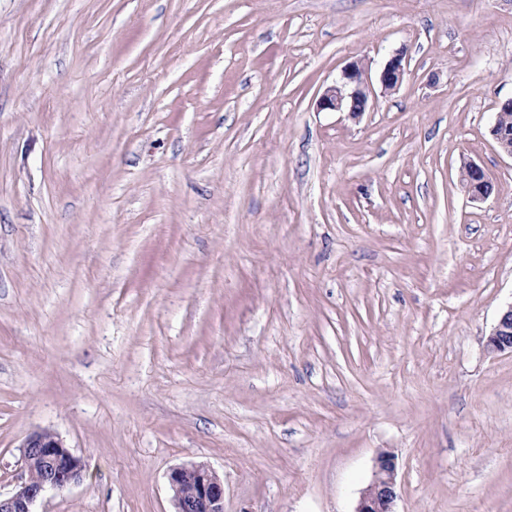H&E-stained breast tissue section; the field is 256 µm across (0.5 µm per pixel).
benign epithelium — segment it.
Listing matches in <instances>:
<instances>
[{
  "label": "benign epithelium",
  "instance_id": "1",
  "mask_svg": "<svg viewBox=\"0 0 512 512\" xmlns=\"http://www.w3.org/2000/svg\"><path fill=\"white\" fill-rule=\"evenodd\" d=\"M406 73L404 56L398 52L384 65L379 81L389 93L403 82ZM370 94L366 70L353 61L342 71L340 79L325 88L317 100L321 111L346 112L356 119L365 111ZM490 134L500 151L512 157V133L494 120ZM463 187L473 199L490 194V183L474 162L464 160ZM492 352H512V304L504 308L487 338ZM22 482L8 496L0 495V512H34L36 502L49 491H62L77 484L84 475V463L64 444L57 433L41 429L29 435L20 446ZM175 512H224V481L204 463L173 468L168 475ZM397 497L395 458L388 452L375 460L372 482L360 497L355 512H393Z\"/></svg>",
  "mask_w": 512,
  "mask_h": 512
}]
</instances>
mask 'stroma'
I'll return each mask as SVG.
<instances>
[{
  "label": "stroma",
  "instance_id": "35a3bbf8",
  "mask_svg": "<svg viewBox=\"0 0 512 512\" xmlns=\"http://www.w3.org/2000/svg\"><path fill=\"white\" fill-rule=\"evenodd\" d=\"M509 98L512 0H0V493L48 428L36 512H512ZM406 73L403 53H396L384 65L379 81L384 92L395 91L403 82ZM370 94L366 70L361 62H350L342 71L340 79L325 88L317 100L321 111L347 112L356 119L365 111ZM461 167L465 172V179L462 181L472 199H485L490 194V183L486 179L483 170L473 161H462ZM487 349L492 352L512 353V303L504 308L487 338ZM19 448L24 477L10 495L0 493V512H36V502L47 492L65 490L83 478V461L51 429L32 433ZM37 470L43 474L40 479L34 477ZM396 497L395 458L382 452L375 460L372 482L361 495L354 512H395L392 506ZM168 483L174 512H224V481L204 463L173 468Z\"/></svg>",
  "mask_w": 512,
  "mask_h": 512
}]
</instances>
